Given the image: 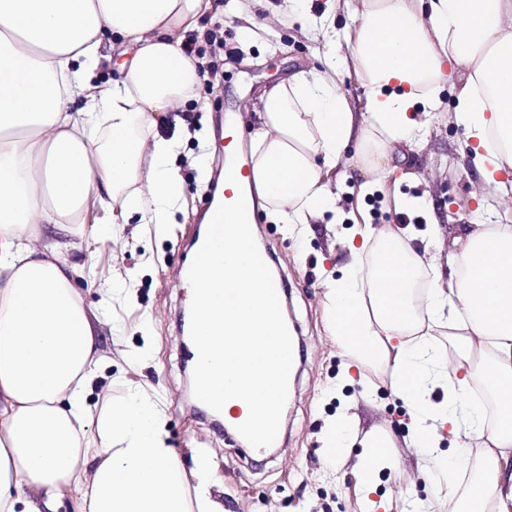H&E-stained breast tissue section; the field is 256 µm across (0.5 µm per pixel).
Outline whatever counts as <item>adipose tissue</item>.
<instances>
[{
  "mask_svg": "<svg viewBox=\"0 0 512 512\" xmlns=\"http://www.w3.org/2000/svg\"><path fill=\"white\" fill-rule=\"evenodd\" d=\"M223 10L219 0H0V512H57L67 492L76 512H223L206 468L188 489L155 399L130 388L92 413L98 336L68 259L127 214L172 220L182 139L157 127L198 102L184 33ZM347 47L326 71L294 72L261 96L251 180L277 223L338 214L321 174L349 143L359 188L373 191L447 83L480 176L473 198L512 200V0H359ZM116 48L123 60L108 77ZM349 64L368 90L363 112L338 88ZM351 237L348 264L325 283L340 354L390 369L435 494L480 439L461 512H512V225L457 226L435 244L451 279L426 289L432 263L407 231L367 224ZM436 327L447 344L432 339ZM478 383L494 416L470 397ZM443 430L450 458L436 451ZM359 436L373 450L363 473L395 469L390 435H359L345 417L329 427L326 462Z\"/></svg>",
  "mask_w": 512,
  "mask_h": 512,
  "instance_id": "adipose-tissue-1",
  "label": "adipose tissue"
}]
</instances>
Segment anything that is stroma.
I'll list each match as a JSON object with an SVG mask.
<instances>
[{
  "mask_svg": "<svg viewBox=\"0 0 512 512\" xmlns=\"http://www.w3.org/2000/svg\"><path fill=\"white\" fill-rule=\"evenodd\" d=\"M223 4V13L206 15L201 23L207 31L223 33L224 46L216 52L224 63V88L216 91L201 84L200 102L181 114L184 144L173 164L185 187L182 208L168 224H143L131 216L126 223L113 225L109 238L83 240L69 255L87 279L130 273L136 277L135 287L113 294L108 307L103 304V289L81 290L86 304L100 312L95 323L100 377L88 396L90 407L99 410L130 386L159 396L168 443L187 478L207 465L214 475L209 492L224 512H363L369 500L389 502V512H455L458 494L469 485L468 474L452 476L455 495L432 496L419 459L405 439L411 419L390 391L388 372L366 365L348 367L329 330L324 283L339 276L349 260L347 228L403 227L414 233L418 249L430 245L426 211L400 213L382 192L361 193L358 172L351 166L354 147H347L336 168L323 176L339 197L343 224L322 217L311 235L298 237L266 216L256 228L261 249L272 256V273L285 281L288 299L283 310L303 345L285 405L280 446L258 456L243 452L235 434L225 432L214 415L195 402L187 357L190 343L179 326L190 300L179 280L195 257L208 206L207 179L196 159L206 156L208 167H215L224 150L227 119L237 122L242 138L253 139L261 92L293 72L324 69L332 44L346 40L358 0H336L329 31L319 21L326 0H313L307 16L288 11L274 26L266 25L255 0ZM244 27L255 32L246 43L239 36ZM440 101L427 128L401 147L403 157L395 172L401 194L430 196L446 232L458 224L463 210H478L487 224H512V203L490 198L480 206L471 200L477 173L464 161L468 140L463 129L448 120L453 91H442ZM340 413L352 416L361 430L392 435L395 470L381 471L372 485H365L357 467L365 450L357 444L337 455L335 465H326L327 425Z\"/></svg>",
  "mask_w": 512,
  "mask_h": 512,
  "instance_id": "1",
  "label": "stroma"
}]
</instances>
